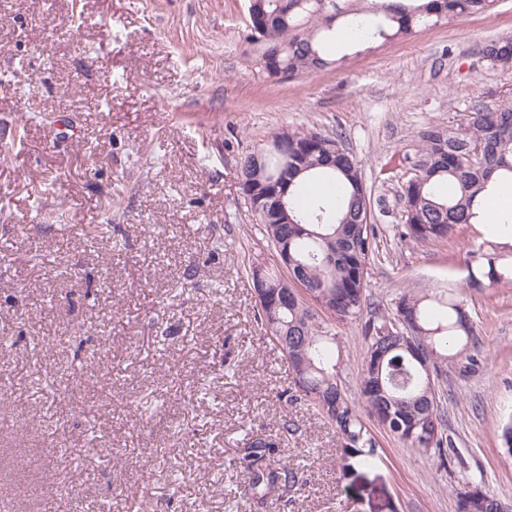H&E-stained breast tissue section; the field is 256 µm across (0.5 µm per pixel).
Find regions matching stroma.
Wrapping results in <instances>:
<instances>
[{"label": "stroma", "mask_w": 512, "mask_h": 512, "mask_svg": "<svg viewBox=\"0 0 512 512\" xmlns=\"http://www.w3.org/2000/svg\"><path fill=\"white\" fill-rule=\"evenodd\" d=\"M504 36L512 0L272 77L247 0H0V512H458L465 478L512 500L498 439L512 285L467 287L483 235L404 238L398 200L424 130L512 89V70L478 55ZM301 127L339 137L384 201L363 317L393 308L400 285L447 287L476 326L480 367L457 359L437 380L452 471L375 426L373 464L342 476L335 430L290 401L293 375L253 318L242 269L276 257L240 161ZM336 334L353 394L360 319ZM252 441L270 444L271 467L299 468L302 489L242 498Z\"/></svg>", "instance_id": "1"}]
</instances>
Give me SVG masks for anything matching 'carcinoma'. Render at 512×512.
I'll return each mask as SVG.
<instances>
[{
  "instance_id": "obj_1",
  "label": "carcinoma",
  "mask_w": 512,
  "mask_h": 512,
  "mask_svg": "<svg viewBox=\"0 0 512 512\" xmlns=\"http://www.w3.org/2000/svg\"><path fill=\"white\" fill-rule=\"evenodd\" d=\"M495 0H429L425 5L373 3L344 12L348 36L389 41L411 36L459 17L489 11ZM334 17L323 0H257L251 36L263 41L265 66L286 75L328 67L327 48L336 43ZM479 55L496 66L512 61V38L485 43ZM288 154L260 146L241 162L239 185L248 210L275 256L288 252V274L308 297L288 307L259 305L257 322L279 349L294 375L297 397L336 428L342 475L354 465L370 466L376 440L367 419L411 448L437 452L440 466L451 458L444 448V415L436 383L453 347H475L476 329L465 304L444 294L430 298L403 286L389 313L365 322V358L359 396L352 398L336 370L334 326L355 320L367 303V266L374 255V201L359 161L339 137L308 128L274 134ZM512 179V93L493 101L474 100L452 127L431 126L422 134L420 159L402 184L403 235L438 244L459 224L475 217L477 196L496 176ZM469 286L512 284V254L494 248L472 250L465 261ZM503 454L512 457V416L500 428ZM269 445L252 442L242 457L245 494L262 499L283 481L299 483L298 471L283 462L263 466ZM460 512H512V504L480 484L457 485Z\"/></svg>"
}]
</instances>
